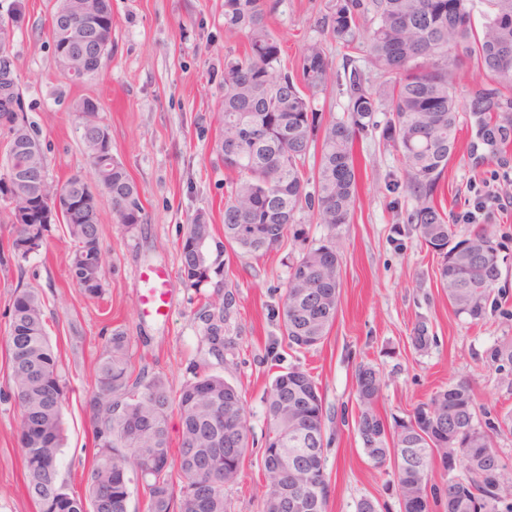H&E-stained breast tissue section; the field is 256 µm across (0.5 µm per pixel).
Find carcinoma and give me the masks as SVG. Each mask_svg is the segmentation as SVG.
I'll use <instances>...</instances> for the list:
<instances>
[{
    "label": "carcinoma",
    "mask_w": 512,
    "mask_h": 512,
    "mask_svg": "<svg viewBox=\"0 0 512 512\" xmlns=\"http://www.w3.org/2000/svg\"><path fill=\"white\" fill-rule=\"evenodd\" d=\"M481 21L472 19L469 0H336L332 12L316 20L318 37L304 45L298 75L282 68V47L268 18L278 0H224V28L245 40L239 53L224 52V126L218 159L232 174L224 192V239L246 253L264 255L281 245L302 211L311 212L329 233L305 246L289 265L281 307L288 348L309 350L324 343L338 311L340 245L336 225L349 223L360 179L353 145L377 112L389 115L382 139L395 148L414 196L407 223L428 249L444 257L439 287L455 314L473 322L486 316L487 302L500 275L494 231L481 227L455 239L446 211L434 200L438 182L458 145L461 119L477 128L487 155L500 154L512 142V0H484ZM370 23L366 35L360 21ZM363 52L366 69L344 74L347 105L339 119L324 121L313 105L335 78L327 44ZM474 65L489 83L466 93L456 86L455 70ZM374 72L372 82L365 70ZM12 76L22 95L15 56L0 37V72ZM89 98L75 103L81 124L100 120ZM318 159L312 175L306 162L312 148ZM6 173L0 193L21 201L34 190L12 182L13 169L39 175L44 152L21 157L5 149ZM112 183V213L126 232L144 220L137 185L119 162L99 174ZM63 229L73 243L70 279L82 294L104 293L106 249L100 236L99 212L91 223L65 217ZM51 224H16L0 262L21 263L38 253L51 236ZM213 225L186 226L179 246L184 281L197 287L211 279L205 253ZM208 354L223 359L231 341L224 338V301L205 298L194 310ZM413 346L427 348L426 323L413 329ZM9 378L19 410L20 435L28 497L38 512H131V485L143 487L145 512H230L226 491L241 474L254 445L241 392L204 363L176 393L160 376L148 378L132 365L131 339L112 328L94 367L95 387L85 399L95 452L82 471V494L60 479L64 444L62 409L69 388L61 360L45 327L44 302L33 289H18L8 315L6 336ZM487 362L501 369L512 364V341L492 346ZM384 380L363 365L356 372V427L363 450L378 468L391 466L397 479L400 509L428 497L431 508L445 512H512V460L496 448V438L512 434V414L496 424L481 423L476 396L466 380L437 390L407 420L389 425L378 410ZM265 471L286 462L294 440L304 430L316 433L319 447L305 465L288 468L278 492L266 486L263 512H280L278 503L297 485L313 499L312 512H327L330 480L324 465V411L310 372L292 365L271 380L265 399ZM179 419V446L171 452L170 419ZM419 442L421 467L396 462L397 449ZM439 460L442 486L428 483L431 464ZM497 471V479L483 477Z\"/></svg>",
    "instance_id": "1"
}]
</instances>
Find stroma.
<instances>
[{"instance_id": "stroma-1", "label": "stroma", "mask_w": 512, "mask_h": 512, "mask_svg": "<svg viewBox=\"0 0 512 512\" xmlns=\"http://www.w3.org/2000/svg\"><path fill=\"white\" fill-rule=\"evenodd\" d=\"M335 0H280L270 24L283 46V63L295 67L302 46L315 38V20ZM25 22L13 30L26 120L37 133L51 181L82 171L96 185L83 156L75 100L97 102L112 136V153L136 183L145 219L124 232L112 219V203L100 195L101 237L108 250L106 292L90 300L69 277L72 244L54 230L39 253L23 263H0V390L10 386L5 334L13 293L36 289L45 301L46 329L62 359L71 388L63 408L65 442L60 472L79 486L93 458L85 398L92 368L113 325L131 338L133 363L147 375L180 389L192 364L204 359L202 332L193 319L198 295L232 293L225 326L234 346L220 368L244 395L255 444L228 497L232 512H261L267 475L260 440L266 429L264 398L276 372L309 369L323 398L325 472L331 483L328 512H356L369 498L379 512H399L392 468L366 457L355 429V373L379 370L385 381L379 402L386 419L408 418L438 388L464 379L477 393L481 421L512 411V369L496 370L485 359L492 345L512 339V145L495 158L471 155L475 129L462 123L459 149L434 196L449 215L471 208L480 193L501 199L489 223L500 245L501 276L492 305L477 324L455 316L438 286L439 259L423 247L406 221L414 199L400 157L381 137L387 120L375 113L354 152L361 189L349 223L335 233L342 244L340 304L333 328L318 348L297 352L283 337L279 311L288 266L299 244L285 241L256 258L224 240V188L229 178L217 158L224 51L244 43L224 31V0H112V55L99 77L72 82L58 66L49 34L57 0H24ZM202 218L215 227L205 246L219 273L194 290L180 274L179 246L187 224ZM169 271L172 308L166 317L143 312L144 278ZM426 322L431 342L415 350L410 336ZM19 414L0 400V512H37L23 489V457L17 440Z\"/></svg>"}]
</instances>
